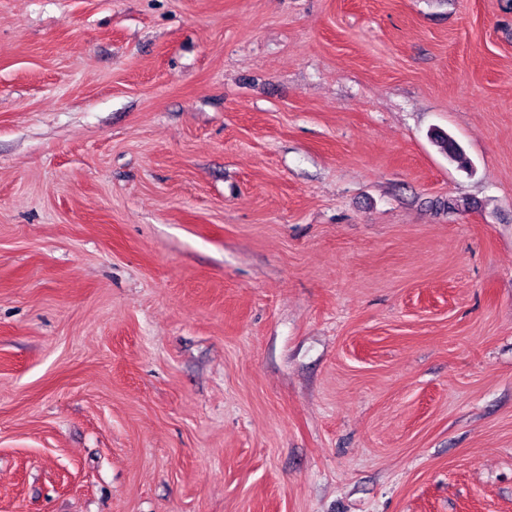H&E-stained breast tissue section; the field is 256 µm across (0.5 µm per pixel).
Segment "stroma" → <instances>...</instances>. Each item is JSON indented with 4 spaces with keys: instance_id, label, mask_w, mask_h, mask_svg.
Wrapping results in <instances>:
<instances>
[{
    "instance_id": "obj_1",
    "label": "stroma",
    "mask_w": 512,
    "mask_h": 512,
    "mask_svg": "<svg viewBox=\"0 0 512 512\" xmlns=\"http://www.w3.org/2000/svg\"><path fill=\"white\" fill-rule=\"evenodd\" d=\"M0 512H512V0H0ZM432 143L438 148L440 153L448 157L449 162L466 163L463 149L448 134L442 132L434 133Z\"/></svg>"
}]
</instances>
